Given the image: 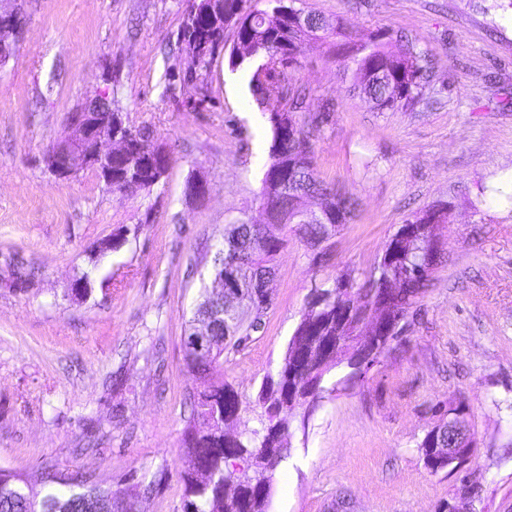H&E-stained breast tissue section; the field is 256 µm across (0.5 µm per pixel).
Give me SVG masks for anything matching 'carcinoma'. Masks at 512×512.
<instances>
[{"instance_id":"obj_1","label":"carcinoma","mask_w":512,"mask_h":512,"mask_svg":"<svg viewBox=\"0 0 512 512\" xmlns=\"http://www.w3.org/2000/svg\"><path fill=\"white\" fill-rule=\"evenodd\" d=\"M236 0H214L201 5L191 32L196 46V66L187 75L208 96L207 76L216 58L225 47L224 33L232 29L236 41L229 53V65L236 69L253 59L259 60L250 71L249 87L259 108L268 113L272 139L268 163L261 179L259 197L273 217L283 221V228L295 224L312 249L329 240V225L314 224L298 209L297 198L313 192L326 208L350 215L356 201L341 194L334 185L321 180L314 166L310 136L305 141L291 140L276 120L279 107L294 114L304 109V97L292 87L289 69L293 67L291 51H302L305 44L324 41L341 30H328L323 19L312 14V26L295 28L288 24L272 31L263 21L248 14L230 20ZM356 61V86L377 108L384 110L410 107L426 83L427 60L409 44L390 49L373 47L359 51ZM380 70L385 80H364L372 71ZM135 141L145 150L155 148L154 135L146 125H129ZM259 229L254 224H233L224 230L222 245L211 253V272L223 268L236 272L237 285L252 287L254 266L241 264L236 256L252 250L261 263L273 264L282 246L277 238L259 246ZM443 246L414 238L401 246L388 271L402 277V287L389 288L379 281L381 262H376L360 284L361 289L374 290L376 302L390 322L400 324L426 292L428 282L442 263ZM336 289H318L311 301L318 311H331ZM265 308L260 304L233 311L221 309L207 291L202 289L191 320L206 315L214 323L216 351L211 359L185 351L186 365L198 381L199 389L190 397L191 413L181 432L179 448L189 458V468L181 474L183 484L182 512H224V484L240 486L237 507L230 512H268L275 471L288 457V448L279 434L288 430L291 417L309 399H298L288 390V368L300 339L317 336L323 343L336 341L348 331L336 328L327 317L314 322L298 323L276 377L264 378L257 393V402L264 408L260 427L231 439L224 436V419L240 421V399L234 388L224 382L221 359L224 351L238 347L250 333L263 326ZM0 512H139L134 501L122 498L106 486L101 477L91 480L83 471L69 474L53 465L41 473L34 485L19 471L0 466Z\"/></svg>"}]
</instances>
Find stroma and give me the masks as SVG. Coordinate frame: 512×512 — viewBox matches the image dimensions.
I'll list each match as a JSON object with an SVG mask.
<instances>
[{
	"mask_svg": "<svg viewBox=\"0 0 512 512\" xmlns=\"http://www.w3.org/2000/svg\"><path fill=\"white\" fill-rule=\"evenodd\" d=\"M353 43L412 41L432 63L413 106L379 111L353 90L340 38L305 46L293 71L306 95L319 176L359 202L315 256L288 231L264 327L226 351L242 399L238 431L264 417L256 395L279 368L315 288L361 283L401 224L445 207V260L392 350L364 377L347 365L286 433L269 512H512V10L500 0H303ZM18 50L0 65V465L39 480L45 466L94 472L180 512L178 447L197 383L182 339L203 279L200 260L225 225L260 217L271 126L250 70L214 61L209 95L166 74L186 0H24ZM117 78L131 122L169 157L152 191L110 189L91 168L56 178L45 155L66 118ZM200 179L210 189L184 193ZM124 235L115 251L104 240ZM88 296L72 292L76 273ZM474 435L468 464L433 473L419 444L441 406Z\"/></svg>",
	"mask_w": 512,
	"mask_h": 512,
	"instance_id": "1",
	"label": "stroma"
}]
</instances>
